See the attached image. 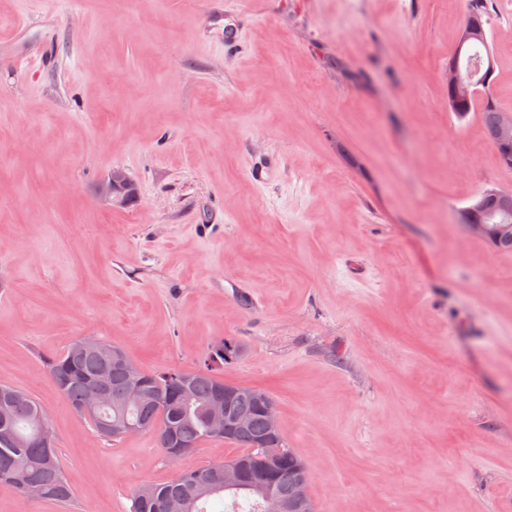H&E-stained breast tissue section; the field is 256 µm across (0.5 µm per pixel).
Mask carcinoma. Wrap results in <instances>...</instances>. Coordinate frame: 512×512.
<instances>
[{"mask_svg": "<svg viewBox=\"0 0 512 512\" xmlns=\"http://www.w3.org/2000/svg\"><path fill=\"white\" fill-rule=\"evenodd\" d=\"M468 15L484 27L490 25L484 0H470ZM489 48L490 45L479 42L468 58L457 61L451 56L448 63L456 62L465 72L474 73ZM490 88L489 84H476L477 93L482 95L478 119L488 138L507 114ZM224 344L222 340L212 346L194 369L142 371L148 391L146 398L119 413L115 412L113 403L121 400L131 388L132 379L114 363L118 347L103 341L87 349L77 339L63 354L48 360L47 370L62 397L80 415L91 393L95 374L109 370L110 378L105 387L111 403L89 417L93 427L98 429L119 420L140 424L146 432L168 428L174 432L179 447L163 448L161 452L173 463L209 441L221 440L207 430L205 405L224 387L215 376V371L226 364L224 353L217 351ZM38 406L39 402L28 393L0 384V484L13 486L11 477L20 474L27 484L42 488L44 500L66 505L73 499V490L58 459L54 431H49L47 449L37 436L35 413ZM236 407L250 417L247 428L227 439L239 449L236 459L251 463L242 487L225 489L224 462H213L179 473L164 483L140 484L132 494L130 512H178L176 501L179 499L184 501L185 512H264L261 498L248 485L253 481V473L264 471L266 466V450L258 448V440L265 434V415L246 394L236 401ZM306 477V466L292 448L274 466L273 484L284 499L292 498L299 481Z\"/></svg>", "mask_w": 512, "mask_h": 512, "instance_id": "cac0c4a2", "label": "carcinoma"}]
</instances>
